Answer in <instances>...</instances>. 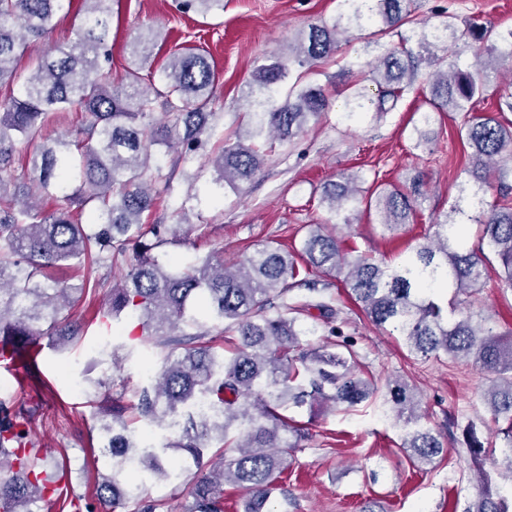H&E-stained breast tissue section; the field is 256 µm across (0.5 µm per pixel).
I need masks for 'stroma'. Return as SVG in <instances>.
Segmentation results:
<instances>
[{
  "label": "stroma",
  "instance_id": "35a3bbf8",
  "mask_svg": "<svg viewBox=\"0 0 512 512\" xmlns=\"http://www.w3.org/2000/svg\"><path fill=\"white\" fill-rule=\"evenodd\" d=\"M112 10L113 75H125L132 62V39L151 30L161 32L164 40L141 71L143 85L161 87L162 69L174 50L188 47L206 55L216 76L211 109L219 118V132L232 142L247 127L248 94L257 67L272 57L291 59L294 41L310 25L335 17L337 0H224L223 10L206 15L183 12L179 0H114ZM475 16L506 31L512 28V0L412 4V17L422 26L450 19L461 28ZM373 32L370 26L354 31L333 56L310 68L292 67V74L322 87L328 106L304 133L267 153L243 192H214L213 146L182 157L154 152L153 165L160 170L157 199L142 221L173 227L162 254L186 265L208 255L230 264L266 244L299 250L307 225L328 217L320 202L322 185L340 174L359 176L367 189L402 184L418 174L428 182V197L405 231L386 233L376 216L366 212L339 226L345 254L393 264L432 238L436 219L459 202L467 179L469 153L458 136L462 116H437L431 142L415 147L414 114L426 110L429 95L421 79L395 110L376 117L377 91L367 67L374 57ZM356 87L365 93V111L350 125L341 114ZM328 283L340 317L332 325L311 317L317 327L312 346L329 350L338 335L353 337L360 371L409 379L418 387L427 422L435 430L444 433L449 422L471 421L491 434L493 425L479 399L486 377L478 367L413 358L398 336L359 311L339 279ZM104 295L100 288L77 297L70 313L81 324V334L62 349L42 348L31 374L16 379L0 372V401L26 403L38 447L50 449L51 466L66 471L64 489L45 512H72L76 496L82 499V512H101L96 485L106 463L98 415L116 397L125 405L135 404L144 383L142 367L162 368L160 348L145 346L113 371L111 386L72 395L70 369L84 370L91 380L101 374L93 351L106 337ZM294 418L305 423L310 437L279 479L271 512H362L370 502L378 512H462L476 494L474 485L460 479L472 466L460 443H448L445 456L418 470L399 450L401 428L377 404L315 414L304 410Z\"/></svg>",
  "mask_w": 512,
  "mask_h": 512
}]
</instances>
